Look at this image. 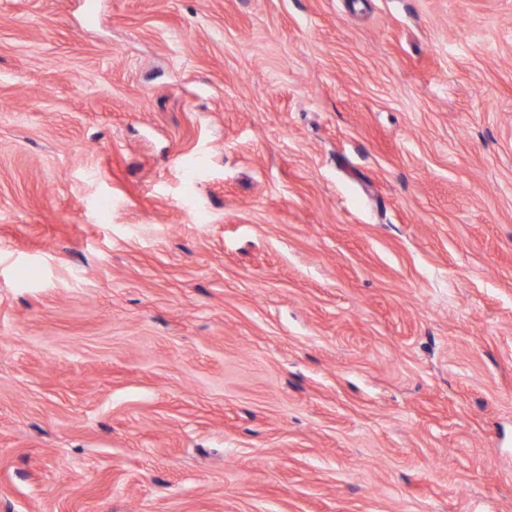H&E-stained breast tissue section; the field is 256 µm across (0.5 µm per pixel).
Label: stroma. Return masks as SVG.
<instances>
[{
  "label": "stroma",
  "mask_w": 512,
  "mask_h": 512,
  "mask_svg": "<svg viewBox=\"0 0 512 512\" xmlns=\"http://www.w3.org/2000/svg\"><path fill=\"white\" fill-rule=\"evenodd\" d=\"M0 512H512V0H0Z\"/></svg>",
  "instance_id": "1"
}]
</instances>
